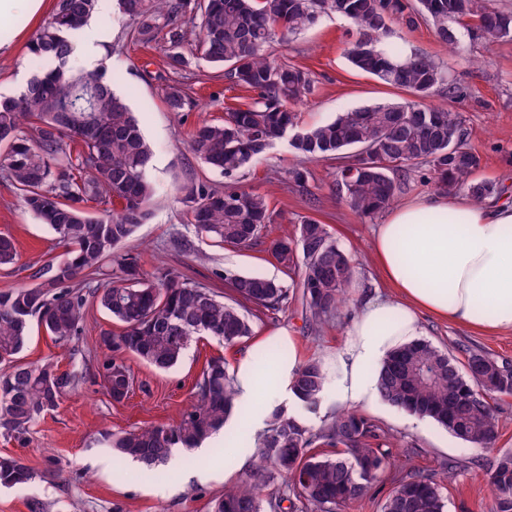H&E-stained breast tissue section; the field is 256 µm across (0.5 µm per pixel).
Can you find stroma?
Wrapping results in <instances>:
<instances>
[{
	"label": "stroma",
	"instance_id": "obj_1",
	"mask_svg": "<svg viewBox=\"0 0 512 512\" xmlns=\"http://www.w3.org/2000/svg\"><path fill=\"white\" fill-rule=\"evenodd\" d=\"M93 20L109 33L101 70L126 96L154 150L151 175L159 194L151 205L150 218L126 245L143 269L152 273L172 267L222 295L228 292L220 277L226 269L288 284L293 276L271 255L270 244L292 233L303 217L311 216L328 224L338 244L356 261L352 301L339 308L317 334L309 330L301 297L296 294L282 310L255 313L248 339L229 346L212 337L199 338L170 370L160 371L127 357L134 387L119 404L108 396L96 367L104 356L100 332L120 331V323L93 304L80 334L67 344H56L43 329L33 328L19 364L50 361L60 370L77 373L80 381L23 434H0V455L23 459L35 473L27 488L0 489V512H30L34 500L44 504L45 512H209L210 500L224 492L223 477L195 479L200 461L184 449L178 452V465L163 466L156 481L144 479L138 466L120 470L102 466V459L112 455L108 434L176 422L190 404L195 382L210 359L221 357L235 365L241 354L277 329H288L297 336L301 359H328L362 297L389 291L372 256L374 231L383 217L359 218L336 197L337 160H306L292 149L289 139L282 138L236 180L238 186L268 201L272 222L263 229L259 242L237 248L197 232L179 200V184L203 182L221 191L227 181L190 153L189 136L199 123L223 122L228 109L250 104L254 94L202 61H191L181 70L170 69L166 33H159L148 44L131 40L128 21L114 0H99ZM43 22V17H36L25 33L14 38L11 51L0 53V95L16 93L36 74L28 44ZM390 26L399 41L447 67L458 91L451 96L435 95L432 104L459 113L465 137L481 158L478 178L504 186L506 194L512 195V40L489 47L463 35L451 50L427 23L411 28L396 19ZM353 29L350 20L327 13L287 42L272 43L269 53L273 58L304 68L313 80L311 94L293 106L301 125L321 124L360 106L407 100L405 91L351 65L347 50ZM173 85L193 100L184 111H170L165 102L166 91ZM301 167L307 169L308 180L298 188L290 182L289 173ZM0 233L15 239L19 253L13 267L0 270V292L33 285L34 273L64 252L55 235L1 177ZM423 337L450 349L461 362L477 350L512 361V334L485 335L429 316L423 321ZM367 415L387 430L403 464L433 475L441 484L447 512H491L492 453L388 404L369 409ZM449 459L458 465L452 476L443 468Z\"/></svg>",
	"mask_w": 512,
	"mask_h": 512
}]
</instances>
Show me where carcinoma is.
Returning <instances> with one entry per match:
<instances>
[{
	"mask_svg": "<svg viewBox=\"0 0 512 512\" xmlns=\"http://www.w3.org/2000/svg\"><path fill=\"white\" fill-rule=\"evenodd\" d=\"M130 22L129 35L148 44L168 29V65L181 69L189 58L214 68L228 67L236 83L258 92L244 108L221 124L203 122L191 133L192 154L209 169L232 180L277 139L294 131L291 146L311 160L331 158L336 193L360 217L386 208L398 189L396 175L427 167L438 191L467 188L476 203L502 193L491 181L477 180L480 156L467 147L459 114L429 107L423 100L441 89L455 92L447 67L407 51L389 40V21L431 24L440 42L457 44V33L487 46L512 37V12L489 8L485 0H417L410 15L403 0H118ZM201 13V35L191 56L183 52L184 33L176 24L187 8ZM98 0H55L30 51L48 63L19 93L0 97V175L19 192L26 209L64 243L69 261L65 279L51 260L33 275L30 287L0 292V363L11 370L0 376V431L21 433L54 409L78 384L74 373L52 363L19 366L13 359L27 346L32 322L66 343L79 335L89 304L96 303L123 324L120 333L104 330L99 346L107 351L98 375L115 403L127 399L133 376L123 357L131 355L158 369L176 366L191 342L202 336L235 344L252 334L247 306L279 308L290 288L259 276L224 270L233 297L172 268L144 271L137 258L119 252L150 215L156 186L148 170L152 149L126 99L105 74L69 66L72 33L96 13ZM330 11L355 25L357 39L349 61L383 83L405 90L412 100L378 103L339 113L330 122L297 129V103L312 87L309 73L266 54L279 37L313 26ZM173 112L191 101L180 88L166 92ZM373 150L379 164L350 175L356 151ZM191 223L224 243L250 246L271 221L266 198L235 186L219 192L204 183L179 187ZM103 206L98 216L84 207ZM279 263L300 270L298 287L309 328L328 323L349 300L354 262L336 242L328 225L305 217L290 236L271 242ZM14 240L0 236V267L16 263ZM120 271L117 282L102 284L105 263ZM321 360L306 361L295 392L303 409L320 413L326 389ZM385 402L429 419L455 438L491 450L498 420L494 395H512V364L480 351L468 354L459 368L447 350L425 339L396 349L379 373ZM238 407L234 374L222 358L210 360L194 386V401L176 423L113 433L112 453L132 458L153 477L177 448H196L224 427ZM33 472L20 459L0 457V487L20 488ZM390 484L380 512H446L442 486L433 477L396 464L385 431L357 411L326 416L312 428L301 416L276 406L255 439L253 464L238 483L212 500L211 512H336L362 499L368 490ZM490 486L493 512H512V450L497 452Z\"/></svg>",
	"mask_w": 512,
	"mask_h": 512,
	"instance_id": "obj_1",
	"label": "carcinoma"
}]
</instances>
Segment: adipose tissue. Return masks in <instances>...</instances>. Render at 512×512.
<instances>
[{
    "instance_id": "adipose-tissue-1",
    "label": "adipose tissue",
    "mask_w": 512,
    "mask_h": 512,
    "mask_svg": "<svg viewBox=\"0 0 512 512\" xmlns=\"http://www.w3.org/2000/svg\"><path fill=\"white\" fill-rule=\"evenodd\" d=\"M374 260L391 289L366 296L326 369L325 409L362 410L382 404L379 370L397 347L423 333L430 315L485 334L512 333V205L478 204L463 194L416 197L391 208L373 237ZM234 367L244 416L225 434L250 440L273 405L293 401L302 366L297 338L280 329Z\"/></svg>"
}]
</instances>
